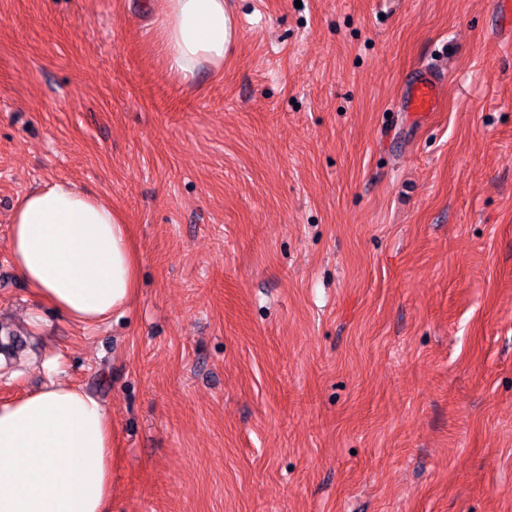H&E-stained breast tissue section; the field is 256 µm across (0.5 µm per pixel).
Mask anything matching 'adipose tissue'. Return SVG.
Returning a JSON list of instances; mask_svg holds the SVG:
<instances>
[{
    "mask_svg": "<svg viewBox=\"0 0 512 512\" xmlns=\"http://www.w3.org/2000/svg\"><path fill=\"white\" fill-rule=\"evenodd\" d=\"M164 64L192 81L223 68L236 31L224 0H159ZM18 277L60 316L95 327L131 305L139 283L130 229L111 206L72 183L27 193L14 210ZM115 430L82 387L49 382L0 404V512H110Z\"/></svg>",
    "mask_w": 512,
    "mask_h": 512,
    "instance_id": "adipose-tissue-1",
    "label": "adipose tissue"
}]
</instances>
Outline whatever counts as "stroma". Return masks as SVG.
<instances>
[{
  "instance_id": "35a3bbf8",
  "label": "stroma",
  "mask_w": 512,
  "mask_h": 512,
  "mask_svg": "<svg viewBox=\"0 0 512 512\" xmlns=\"http://www.w3.org/2000/svg\"><path fill=\"white\" fill-rule=\"evenodd\" d=\"M496 0H227L165 70L155 0H0V403L112 415V512H512V37ZM437 108L399 100L420 66ZM49 182L129 224L82 328L16 275ZM225 0H159L157 28L164 64L183 82L205 65L223 69L236 37Z\"/></svg>"
}]
</instances>
